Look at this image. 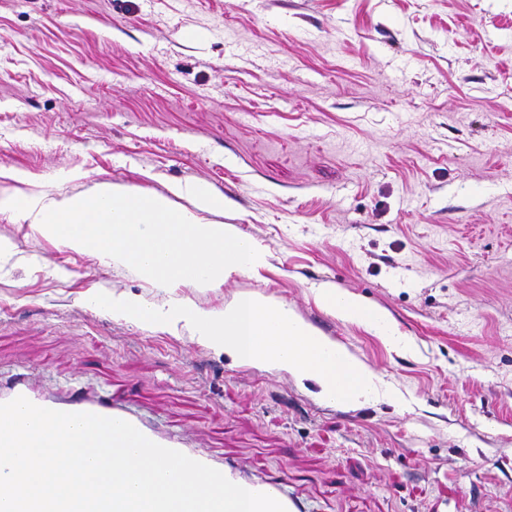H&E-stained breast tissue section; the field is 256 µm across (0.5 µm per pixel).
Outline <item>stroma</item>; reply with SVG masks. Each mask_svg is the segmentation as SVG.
Instances as JSON below:
<instances>
[{"label":"stroma","instance_id":"obj_1","mask_svg":"<svg viewBox=\"0 0 512 512\" xmlns=\"http://www.w3.org/2000/svg\"><path fill=\"white\" fill-rule=\"evenodd\" d=\"M13 170L30 195L206 183L266 262L166 291L0 214L1 380L111 399L311 512H512V0H0ZM114 291L274 297L403 401L326 402L93 304ZM316 292L323 305L337 316L376 329L377 333L384 336L391 345L400 347L403 344L404 340L395 335L379 307L359 303L352 295L342 292L339 288L321 286Z\"/></svg>","mask_w":512,"mask_h":512}]
</instances>
